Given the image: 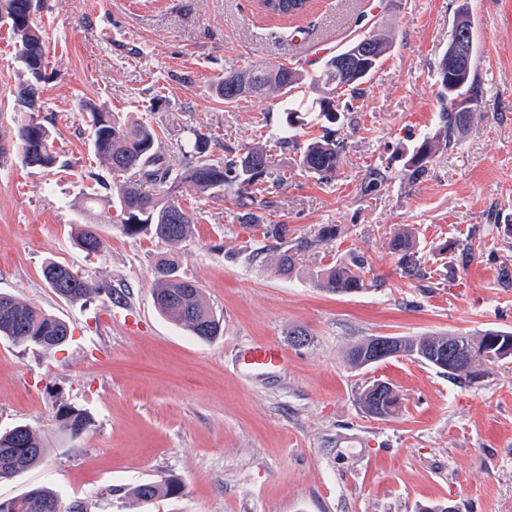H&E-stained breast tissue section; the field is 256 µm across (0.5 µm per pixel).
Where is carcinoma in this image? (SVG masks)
I'll return each instance as SVG.
<instances>
[{
  "label": "carcinoma",
  "instance_id": "1",
  "mask_svg": "<svg viewBox=\"0 0 512 512\" xmlns=\"http://www.w3.org/2000/svg\"><path fill=\"white\" fill-rule=\"evenodd\" d=\"M24 4L25 0H0V23L9 26L18 59L27 76L17 90L14 109L17 112H37L38 87L51 78L46 63L48 31L43 17L26 13ZM260 5L269 15L290 18L305 12L308 0H262ZM438 80L441 104L439 132L425 138L407 160L409 175L415 180L427 171L436 145L451 144L467 129L472 113L452 111L451 97L460 96L473 103L478 97L477 80L471 68L446 73L440 67ZM304 82L319 92V97L313 101L314 109L327 126L324 127V135L310 142L301 153L299 166L320 179H329L336 173L343 149V141L336 138L337 130L332 125L340 120L336 91L344 87L336 66L330 61H325L312 76L284 64L241 66L217 76L214 88L225 104L233 105L244 97L291 94ZM80 111L88 113L90 118L93 152L107 165L113 177L110 182L97 174L90 175L95 185L88 186L84 193L86 210L102 206L113 211V222L124 234H147L166 242H181L189 238L194 230V217L182 207L179 193L183 187L190 186L203 195L232 193L243 208L239 214L241 222L262 227L264 239L279 245L277 271L283 276L292 274L311 248L336 239L337 226L325 224L314 240L290 241L288 225L268 220L267 214L274 207V201L264 194L266 188L261 186L267 166L265 150L241 148L224 162L216 164L207 156V136L196 130L192 150L182 151L183 161L176 169L160 151V135L152 125L142 121L128 122L90 101L82 102ZM283 114L281 132L273 135L276 147L290 145L288 131L297 129L303 122L300 110L291 100ZM17 136L24 166L45 171L61 167L44 125L31 117L18 127ZM76 241L89 255L100 253L104 247V240L93 224L79 225ZM389 250L397 257L404 277H425L419 258V243L410 226L403 225L394 232L389 240ZM368 273L370 268L366 259L355 255L348 262H338L319 271L316 282L326 292L348 296L371 287ZM42 276L60 298L69 302L100 293L117 303L124 299V290L110 286L95 288L79 270L60 262L46 263L42 267ZM152 296L157 311L190 335L209 341L220 334L222 322L217 313L205 301L201 288L179 276L175 261L165 257L157 260ZM0 336L52 351L67 342L70 329L64 321L38 306L0 293ZM509 340L512 341V332L495 329H487L476 336L436 333L397 337L401 354L419 359L461 383L471 378L482 362H492L490 358L481 357L482 352L494 351L497 343L504 344ZM366 343L364 338L346 351L345 360L350 368H364ZM457 343L474 353L473 362L438 364L426 356V352L433 348L446 350ZM378 385V381L367 385L359 396V404L365 414L383 420L397 413L399 396L390 393L384 397L377 395ZM56 417L61 431L71 439L82 437L92 425L87 412L66 404L58 407ZM42 454L41 438L27 426L17 425L0 433V480L7 476L14 478L34 467L42 459ZM183 490L178 478L167 475L129 488L114 486L111 493L121 499L131 498L140 504H149L162 497L178 496ZM5 502L8 509H0V512H83L80 503L66 505L54 490L45 487L28 490L5 501L0 499V505Z\"/></svg>",
  "mask_w": 512,
  "mask_h": 512
}]
</instances>
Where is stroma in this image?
Segmentation results:
<instances>
[{
  "label": "stroma",
  "mask_w": 512,
  "mask_h": 512,
  "mask_svg": "<svg viewBox=\"0 0 512 512\" xmlns=\"http://www.w3.org/2000/svg\"><path fill=\"white\" fill-rule=\"evenodd\" d=\"M463 12L479 99L463 136L437 147L414 181L405 164L439 127L437 68ZM43 19L54 77L34 119L62 166L45 173L20 161L13 107L26 73L2 27L0 292L66 321L71 337L52 351L0 338V431L23 424L43 442L42 462L1 481L0 498L48 486L84 512H418L448 500L512 512V358L483 364L466 386L407 356L363 370L344 361L368 336L512 331V288L498 284L512 269V0H312L288 20L261 14L255 0H46ZM374 31L390 49L360 95L338 100L344 151L331 179L299 165L300 145L322 133L317 113H305L296 146L279 148L269 138L282 123L280 98L228 106L212 90L218 74L248 63L318 70ZM85 100L154 125L174 165L196 127L219 162L230 148L265 149L271 221L295 239L324 224L338 236L283 277L261 228L239 223L233 196L200 198L189 187L179 198L196 217L189 239L123 234L103 208L83 209L86 174L108 173L78 110ZM80 224L98 225L100 254L76 245ZM402 224L416 232L425 279L403 277L388 249ZM454 241L471 244L468 265L443 252ZM161 253L201 288L223 335L201 341L157 313ZM356 253L376 286L351 296L317 287L318 271ZM50 260L125 289V304L61 299L42 277ZM295 326L309 345H291ZM257 341L286 348L287 370L242 368L240 350ZM375 380L399 394L394 417L361 410L358 396ZM62 404L93 417L80 439L61 432ZM165 475L180 479L181 495L132 505L111 494Z\"/></svg>",
  "instance_id": "stroma-1"
}]
</instances>
